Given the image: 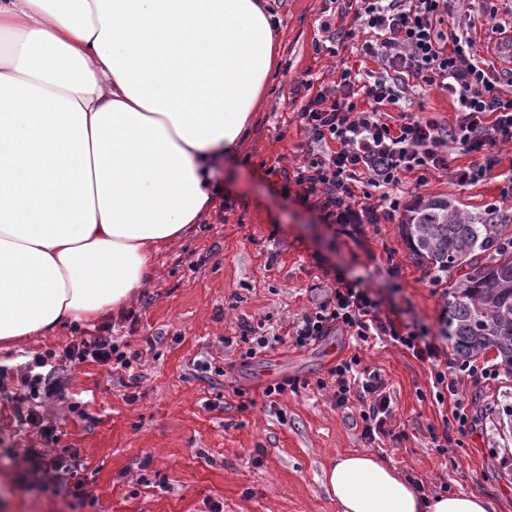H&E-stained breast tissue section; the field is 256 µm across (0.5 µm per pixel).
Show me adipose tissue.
Instances as JSON below:
<instances>
[{
    "label": "adipose tissue",
    "mask_w": 512,
    "mask_h": 512,
    "mask_svg": "<svg viewBox=\"0 0 512 512\" xmlns=\"http://www.w3.org/2000/svg\"><path fill=\"white\" fill-rule=\"evenodd\" d=\"M262 0H0V348L124 308L215 203L278 67ZM337 512H495L336 454Z\"/></svg>",
    "instance_id": "ef3b65f1"
}]
</instances>
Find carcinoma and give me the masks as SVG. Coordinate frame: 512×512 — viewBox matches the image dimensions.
<instances>
[{
	"mask_svg": "<svg viewBox=\"0 0 512 512\" xmlns=\"http://www.w3.org/2000/svg\"><path fill=\"white\" fill-rule=\"evenodd\" d=\"M507 225L465 216L450 201L419 199L401 225L409 256L433 272L463 271L450 288L445 335L456 357L487 350L512 373V251L501 249Z\"/></svg>",
	"mask_w": 512,
	"mask_h": 512,
	"instance_id": "obj_1",
	"label": "carcinoma"
}]
</instances>
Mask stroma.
I'll return each instance as SVG.
<instances>
[{
  "instance_id": "obj_1",
  "label": "stroma",
  "mask_w": 512,
  "mask_h": 512,
  "mask_svg": "<svg viewBox=\"0 0 512 512\" xmlns=\"http://www.w3.org/2000/svg\"><path fill=\"white\" fill-rule=\"evenodd\" d=\"M265 2L282 31L279 68L239 160L215 169L219 203L157 253L154 277L128 313L106 319L117 343L140 353L137 386L125 387L109 367L92 362L60 364L61 398L35 400L20 386L24 356L97 335L95 322L0 350V476L13 485L7 512H71L62 490L43 491L26 480L30 448L50 455L78 449L79 476L96 499L83 512H209L213 503L223 512H336L322 470L332 455L354 451L393 464L424 494L476 492L490 497L497 512H512V374L499 369L495 351L476 363L497 367L496 378H466L459 386L471 411L461 427L453 400L436 399L431 364L388 337L364 347L340 332L304 348L293 343L294 326L325 289L358 278L383 316L427 327L442 362L455 365L442 327L456 276L434 275L409 259L404 214L385 224H327L302 200L300 187L271 173L276 164L294 170L300 156L295 86L312 78L332 84L336 70L314 50L324 36L325 0ZM491 4L494 16L475 18L469 32L478 53L501 71L495 24L512 20V0ZM496 194V182L460 187L440 175L411 188L406 202L445 198L475 215ZM246 322L260 335L279 337V345L245 357L239 337ZM354 354L380 369L394 401L393 434L376 445L362 438L350 410L336 405L329 370ZM276 379L297 389L271 402L263 391ZM245 398L251 404L244 409ZM75 401L80 411H71ZM21 406L58 426L59 442L45 444L36 429L21 425ZM443 432L442 453L431 436Z\"/></svg>"
}]
</instances>
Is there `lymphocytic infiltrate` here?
Listing matches in <instances>:
<instances>
[{
  "label": "lymphocytic infiltrate",
  "instance_id": "obj_1",
  "mask_svg": "<svg viewBox=\"0 0 512 512\" xmlns=\"http://www.w3.org/2000/svg\"><path fill=\"white\" fill-rule=\"evenodd\" d=\"M341 12L352 15L353 27L326 17L320 27L328 37L315 43L317 53L341 60L336 81L331 86L305 81L304 102L296 114L304 143L294 182L324 221H392L403 206L410 174L420 187L440 173L460 186L494 180L500 198L512 200V172L501 168L502 148L512 145V92L503 89L494 66L476 52L448 0H345ZM349 51L372 61V68L344 64ZM413 82L453 97V121L426 115L422 104L404 96L403 87ZM452 153L471 156L470 165L451 168ZM338 330L363 344L385 336L418 358L438 357L424 328L383 320L378 301L355 282L342 280L331 289L298 325L294 344L306 347ZM63 361L106 365L128 374L130 383L138 381L133 357L111 336L99 335L71 342L59 352L35 354L24 365L21 385L48 398L57 396L61 381L55 369ZM434 374L437 400L453 398L454 417L464 425L469 417L459 393L461 377L487 379L494 372L464 362ZM331 375L337 406L359 401L363 438L374 443L389 435L393 399L381 373L354 355L338 360ZM78 458L74 448L54 456L31 448L26 462L29 473L47 487L73 473Z\"/></svg>",
  "mask_w": 512,
  "mask_h": 512
}]
</instances>
